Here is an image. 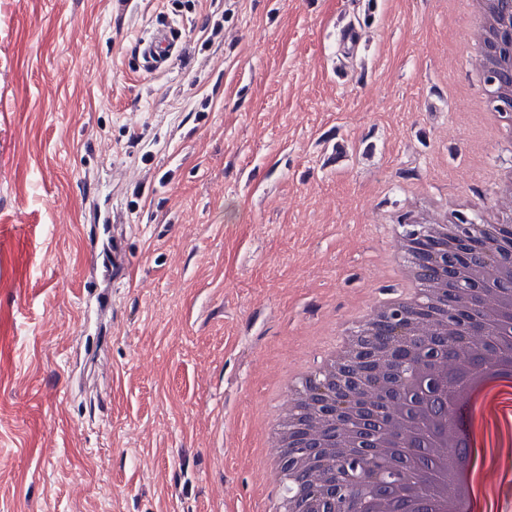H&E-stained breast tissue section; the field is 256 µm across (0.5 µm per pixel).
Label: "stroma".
Wrapping results in <instances>:
<instances>
[{
	"label": "stroma",
	"instance_id": "35a3bbf8",
	"mask_svg": "<svg viewBox=\"0 0 512 512\" xmlns=\"http://www.w3.org/2000/svg\"><path fill=\"white\" fill-rule=\"evenodd\" d=\"M137 2L0 0V512H267L265 429L408 201L480 220L512 166L459 0ZM93 199L127 265L83 327ZM179 51V42L171 27L159 24L151 38L140 45L141 68L145 72H151L166 67Z\"/></svg>",
	"mask_w": 512,
	"mask_h": 512
}]
</instances>
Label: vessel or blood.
Listing matches in <instances>:
<instances>
[{"instance_id": "1", "label": "vessel or blood", "mask_w": 512, "mask_h": 512, "mask_svg": "<svg viewBox=\"0 0 512 512\" xmlns=\"http://www.w3.org/2000/svg\"><path fill=\"white\" fill-rule=\"evenodd\" d=\"M180 46L170 26L158 25L151 38L140 48V64L151 72L167 66L179 53ZM112 217L104 215L97 223L87 225L84 234L85 250L89 260V272L85 278L82 303L105 306L109 302L106 287L98 275L100 264L111 263L113 279L122 278L125 270V251L120 240L111 234Z\"/></svg>"}]
</instances>
